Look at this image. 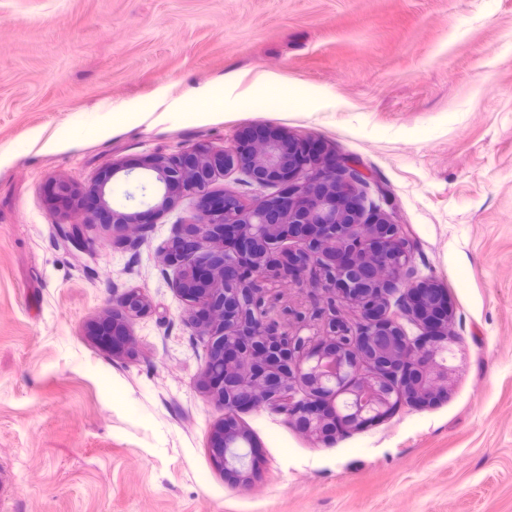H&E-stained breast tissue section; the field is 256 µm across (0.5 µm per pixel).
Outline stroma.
<instances>
[{
	"instance_id": "obj_1",
	"label": "stroma",
	"mask_w": 512,
	"mask_h": 512,
	"mask_svg": "<svg viewBox=\"0 0 512 512\" xmlns=\"http://www.w3.org/2000/svg\"><path fill=\"white\" fill-rule=\"evenodd\" d=\"M205 86L233 101L202 118ZM249 127L357 162L455 344L440 399L362 429L239 412L245 486L214 459L224 407L167 257L191 200L120 234L47 188L113 169L109 203L139 211L161 199L146 159ZM132 290L148 309L116 355L91 327ZM266 298L292 333L326 295ZM0 512H512V0H0Z\"/></svg>"
}]
</instances>
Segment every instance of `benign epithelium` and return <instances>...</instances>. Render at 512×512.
Segmentation results:
<instances>
[{
  "mask_svg": "<svg viewBox=\"0 0 512 512\" xmlns=\"http://www.w3.org/2000/svg\"><path fill=\"white\" fill-rule=\"evenodd\" d=\"M297 139L276 129L242 131L231 147L195 146L175 158L155 156L145 164L162 192L143 213L112 208L108 181L91 188L98 211L124 230L176 199H195L200 220L182 226L173 241L181 263L176 289L186 301L193 326L206 337V390L224 405V420L211 447L223 449L220 463L250 482L256 456L235 458L231 450L251 445L236 415L248 408L276 406L312 438L341 422L364 427L388 416L401 402L420 404L448 389V295L439 285L403 276L412 257L410 230L394 223L384 195L368 198L367 179L347 162L319 166V159L286 150ZM237 171L259 188L280 187L246 208L232 195L216 194L218 174ZM372 249L378 260L367 259ZM279 272L329 294L319 312V329L307 334L280 331L267 316L264 289L256 279L272 257ZM401 292L400 312L386 297ZM360 309L357 329L346 330L336 299ZM125 317H112L107 333L119 351L129 336L128 317L144 305L135 294L117 299ZM443 317L440 332L410 336L405 324L428 330Z\"/></svg>",
  "mask_w": 512,
  "mask_h": 512,
  "instance_id": "7a95c632",
  "label": "benign epithelium"
}]
</instances>
